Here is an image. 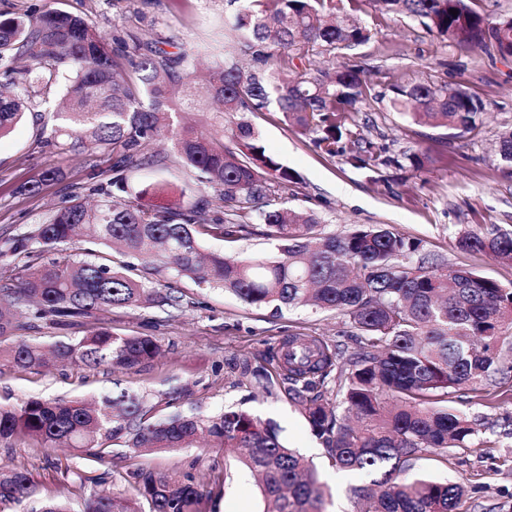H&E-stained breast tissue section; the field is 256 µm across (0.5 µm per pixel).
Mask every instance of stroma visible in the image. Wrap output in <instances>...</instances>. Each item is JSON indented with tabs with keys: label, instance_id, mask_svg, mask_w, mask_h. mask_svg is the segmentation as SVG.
<instances>
[{
	"label": "stroma",
	"instance_id": "35a3bbf8",
	"mask_svg": "<svg viewBox=\"0 0 512 512\" xmlns=\"http://www.w3.org/2000/svg\"><path fill=\"white\" fill-rule=\"evenodd\" d=\"M237 9L236 0H0V19L62 11L88 20L110 39L130 34L145 41L162 38L167 51L187 49L220 61ZM361 19L371 38L346 57L367 69L373 97L369 108L356 114V131L392 163L359 168L347 155L327 156L309 136L289 125L276 105H269L246 118L266 154L298 178L283 192V202L319 214L320 230L326 235H342L357 225L394 226L449 264L512 287L511 263L455 245L458 237L471 232L512 234V169L501 165L496 155L500 133L512 129V57L458 47L437 38L420 20L382 15L369 2ZM426 80L456 84L479 96L485 111L476 128L419 125L393 110L392 85ZM63 87L60 80L52 84L48 104L26 113L15 131L0 140V285L6 282L3 252L9 238L45 221L51 209L65 204L68 191L85 194L94 184L112 180L110 155H66L51 143L55 105ZM419 149L433 157V165L417 170L404 162V155ZM154 152L158 162L127 171L126 189L116 192V199L175 207L203 197L209 201L210 217L223 215L222 202L175 162L167 142L157 143ZM51 168L60 169L58 180L42 182L43 173ZM36 181L41 184L39 193L26 192V185ZM159 184L164 187L160 193L155 190ZM202 248L232 257H269L277 252L275 241L258 223L251 234L235 241L203 239ZM156 281L162 291L181 296V310L116 308L101 316L118 335L154 337L161 346L154 361L110 376L76 365L23 369L0 359V405L17 407L31 398H90L113 379L144 392L157 417L177 410L211 415L239 406L279 425L284 444L300 453L328 486L327 512H353L350 489L366 484L367 476L336 470L300 407L281 393L237 383L239 365L268 366L279 345L297 334L355 350L353 337L337 335L341 316L308 308L278 313L252 307L232 293L197 285L173 272L158 275ZM448 405L477 423L476 439L467 448L454 449L445 461L421 453L413 462V473L465 484L464 512H512V402L490 407L453 392ZM191 463L198 483L212 495L209 512H262L256 479L225 448L135 456L116 443L111 456L94 470L105 474V490L134 499L135 469L182 470ZM85 466V460L68 448L47 451L29 441H0V470L28 469L39 496H66L73 512H82L93 491L74 477Z\"/></svg>",
	"mask_w": 512,
	"mask_h": 512
}]
</instances>
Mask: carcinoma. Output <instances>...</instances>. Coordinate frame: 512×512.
I'll return each instance as SVG.
<instances>
[{"mask_svg":"<svg viewBox=\"0 0 512 512\" xmlns=\"http://www.w3.org/2000/svg\"><path fill=\"white\" fill-rule=\"evenodd\" d=\"M365 0H242L233 30L247 36L210 69L207 96L223 105L214 133L175 123L178 111L200 109L204 100L192 85L195 58L144 45L137 60L112 48L87 20L51 11L31 18L0 20V66L19 59L32 67L11 70L30 88L22 95L0 84V137L42 103L39 90L56 71L71 73L52 130L63 152H112V183L124 172L154 162L151 145L168 140L176 158L195 180L224 202V217L210 218L199 198L175 208H153L112 200L97 185L89 207L76 194L40 224L9 240L7 252L26 258L12 269V284L0 287V337H16L0 350L17 367L52 362L134 370L158 353L151 336H116L97 313L114 308L178 309L181 297L163 296L153 284L131 275L133 258L146 270L172 269L199 285L222 288L249 306L279 311L314 306L334 311L358 331L359 350L333 351L315 337L293 336L283 361L253 373L256 384L299 404L336 469L370 477L350 489L361 512H461L462 483L408 478L421 452L441 457L468 447L475 423L440 406L449 391H469L494 402L512 398L505 332L512 328V289L477 272L448 265L428 254L421 241L392 227L358 225L342 236L324 235L321 217L272 205L276 192L297 177L265 153L254 127L242 117L276 103L287 121L311 136L330 156L352 153L362 167L390 159L352 130V113L369 101L365 69L351 61L329 60L338 49L370 39L359 11ZM382 14L416 17L437 37L469 50H493L512 57V17L489 24L466 0H374ZM456 10L457 15L450 14ZM250 55L271 68L267 75L245 72L239 56ZM324 58V67L290 73V62ZM139 74L134 83L126 66ZM393 106L433 128L473 129L483 101L446 82L395 85ZM499 161L512 162V130L498 141ZM278 241L273 257L201 254L200 241L236 239L253 219ZM87 227L109 252L88 250L62 260L34 263L42 253L67 245ZM459 247L485 251L512 263V234L476 233ZM44 321L55 327L85 328L84 335L50 344L20 335ZM336 374L341 416L313 380ZM212 446L235 449L257 477L263 512H326L327 486L303 457L288 448L280 429L238 406L213 416L172 414L154 420L134 392L83 399L31 398L18 408L0 407V440H28L41 448H73L102 462L110 443L121 440L132 453L194 448L201 437ZM189 469H138L133 478L148 512H207L204 494ZM28 470H0V502L22 504L37 497ZM33 512H72L51 498ZM84 512H142L107 491L92 494Z\"/></svg>","mask_w":512,"mask_h":512,"instance_id":"cac0c4a2","label":"carcinoma"}]
</instances>
